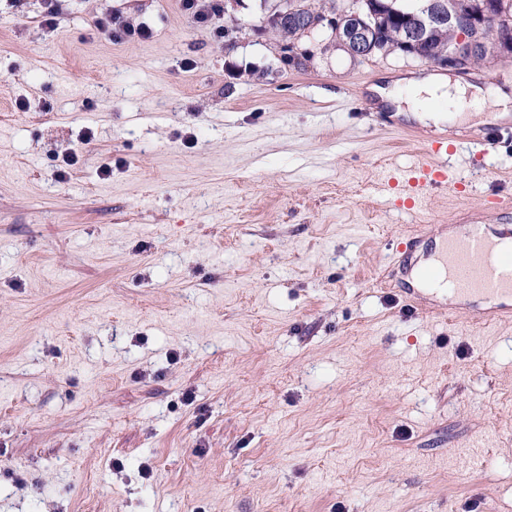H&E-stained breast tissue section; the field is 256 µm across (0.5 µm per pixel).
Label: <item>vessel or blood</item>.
<instances>
[{
    "label": "vessel or blood",
    "instance_id": "vessel-or-blood-1",
    "mask_svg": "<svg viewBox=\"0 0 512 512\" xmlns=\"http://www.w3.org/2000/svg\"><path fill=\"white\" fill-rule=\"evenodd\" d=\"M503 137L502 131L485 127L468 133L467 140L486 152L496 149ZM456 151V145L444 140L427 142L413 166L393 172L385 182L411 208L420 205L435 190L465 192V184L456 178L446 162ZM408 266L419 269L420 287L441 280L457 295L491 301V308L477 315L481 323L512 317L511 224L465 225L462 233L440 238L431 263L421 265L414 256Z\"/></svg>",
    "mask_w": 512,
    "mask_h": 512
}]
</instances>
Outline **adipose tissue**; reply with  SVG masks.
I'll return each instance as SVG.
<instances>
[{
  "label": "adipose tissue",
  "mask_w": 512,
  "mask_h": 512,
  "mask_svg": "<svg viewBox=\"0 0 512 512\" xmlns=\"http://www.w3.org/2000/svg\"><path fill=\"white\" fill-rule=\"evenodd\" d=\"M408 86L411 92L409 100H401L398 89L400 86ZM370 92L377 105L383 106L386 111H406L412 114L413 118L422 123H439L441 116L437 111L425 108V101L431 99L450 100L453 102L463 101L464 98H471L472 101L482 102L493 98L491 89L480 86L466 90L463 88L451 89L450 82L437 75L422 77H408L405 80H393L390 84L371 86Z\"/></svg>",
  "instance_id": "obj_1"
}]
</instances>
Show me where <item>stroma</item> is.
I'll use <instances>...</instances> for the list:
<instances>
[{"label":"stroma","instance_id":"stroma-1","mask_svg":"<svg viewBox=\"0 0 512 512\" xmlns=\"http://www.w3.org/2000/svg\"><path fill=\"white\" fill-rule=\"evenodd\" d=\"M239 3L229 49L180 0H66L53 30L0 0V512H512V320L389 275L420 226L502 223L512 143L418 211L381 181L493 103L386 116L368 86L434 65L286 66ZM450 80L512 99V54ZM94 27L101 33L106 34L109 39H149L151 30L145 25H134L125 20L119 14L107 13L96 19Z\"/></svg>","mask_w":512,"mask_h":512}]
</instances>
